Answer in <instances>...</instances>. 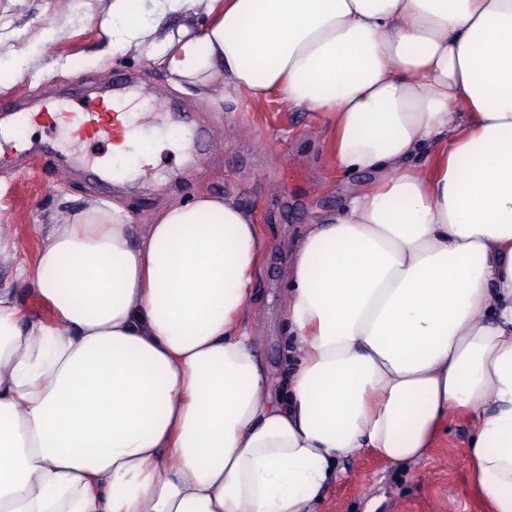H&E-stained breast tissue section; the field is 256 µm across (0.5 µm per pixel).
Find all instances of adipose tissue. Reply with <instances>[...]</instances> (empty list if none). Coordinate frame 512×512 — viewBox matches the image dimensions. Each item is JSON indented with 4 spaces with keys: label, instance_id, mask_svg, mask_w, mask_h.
Wrapping results in <instances>:
<instances>
[{
    "label": "adipose tissue",
    "instance_id": "ef3b65f1",
    "mask_svg": "<svg viewBox=\"0 0 512 512\" xmlns=\"http://www.w3.org/2000/svg\"><path fill=\"white\" fill-rule=\"evenodd\" d=\"M109 14L178 90L318 113L337 171L372 178L295 247L279 385L247 323L266 241L234 196L49 225L17 276L50 319L0 290V512H320L340 459L419 461L452 415L512 512V0Z\"/></svg>",
    "mask_w": 512,
    "mask_h": 512
}]
</instances>
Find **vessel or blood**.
I'll return each instance as SVG.
<instances>
[{
	"instance_id": "obj_1",
	"label": "vessel or blood",
	"mask_w": 512,
	"mask_h": 512,
	"mask_svg": "<svg viewBox=\"0 0 512 512\" xmlns=\"http://www.w3.org/2000/svg\"><path fill=\"white\" fill-rule=\"evenodd\" d=\"M125 85L122 77H114L108 92L87 101L77 110L68 100L51 95L45 98L38 111H17L14 120L19 125L37 123L50 129H64L76 141L109 142L117 132L114 117L124 109Z\"/></svg>"
}]
</instances>
